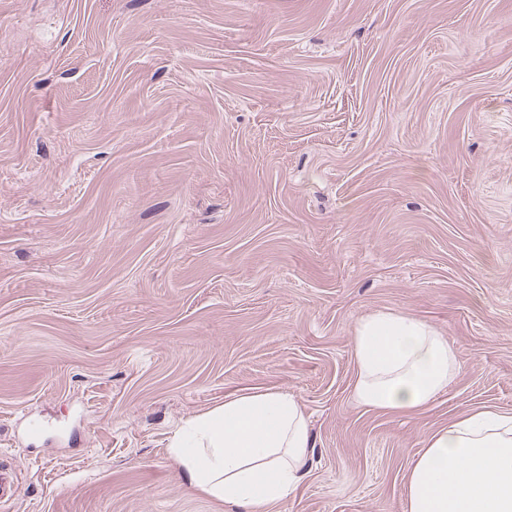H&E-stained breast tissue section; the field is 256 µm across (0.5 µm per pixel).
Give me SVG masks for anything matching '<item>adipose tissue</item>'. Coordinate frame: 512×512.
<instances>
[{
    "label": "adipose tissue",
    "instance_id": "obj_1",
    "mask_svg": "<svg viewBox=\"0 0 512 512\" xmlns=\"http://www.w3.org/2000/svg\"><path fill=\"white\" fill-rule=\"evenodd\" d=\"M354 397L363 406L413 413L454 377L458 363L427 322L394 311L362 318L354 338ZM193 441L171 448L193 489L235 506L285 500L302 481L312 439L286 392L225 399L187 423ZM406 512H512V415L465 414L428 434L406 484Z\"/></svg>",
    "mask_w": 512,
    "mask_h": 512
}]
</instances>
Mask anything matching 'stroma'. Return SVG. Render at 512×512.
I'll return each mask as SVG.
<instances>
[{
	"instance_id": "obj_1",
	"label": "stroma",
	"mask_w": 512,
	"mask_h": 512,
	"mask_svg": "<svg viewBox=\"0 0 512 512\" xmlns=\"http://www.w3.org/2000/svg\"><path fill=\"white\" fill-rule=\"evenodd\" d=\"M378 310L456 353L417 413L354 397ZM267 389L313 448L251 512H405L512 414V0H0V512H226L170 438Z\"/></svg>"
}]
</instances>
